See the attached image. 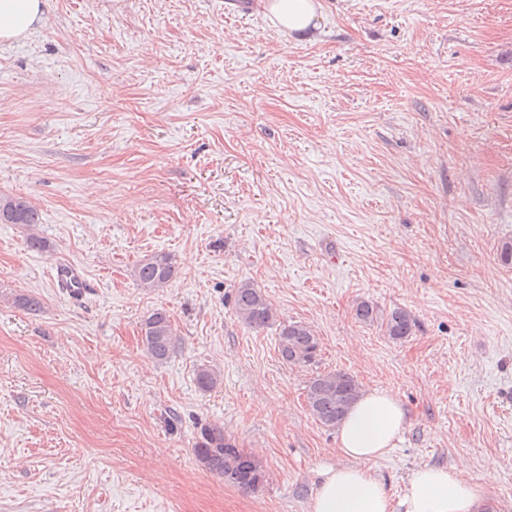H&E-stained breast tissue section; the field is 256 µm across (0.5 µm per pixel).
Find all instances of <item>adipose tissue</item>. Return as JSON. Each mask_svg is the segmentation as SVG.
Instances as JSON below:
<instances>
[{
	"mask_svg": "<svg viewBox=\"0 0 512 512\" xmlns=\"http://www.w3.org/2000/svg\"><path fill=\"white\" fill-rule=\"evenodd\" d=\"M46 7L47 0H0V44L26 37ZM269 10L275 25L288 34L317 26L315 0H270ZM406 424V411L393 393L363 392L338 430L343 461L319 471L309 512H479L482 487L456 467H418L401 495L387 491L370 464L394 448Z\"/></svg>",
	"mask_w": 512,
	"mask_h": 512,
	"instance_id": "obj_1",
	"label": "adipose tissue"
}]
</instances>
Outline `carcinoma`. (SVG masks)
I'll list each match as a JSON object with an SVG mask.
<instances>
[{
	"label": "carcinoma",
	"mask_w": 512,
	"mask_h": 512,
	"mask_svg": "<svg viewBox=\"0 0 512 512\" xmlns=\"http://www.w3.org/2000/svg\"><path fill=\"white\" fill-rule=\"evenodd\" d=\"M0 223L30 226L40 223V214L29 201L10 195H0ZM175 275L172 258L157 252L139 260L130 269V276L146 291H157L168 286ZM237 319L246 327L263 329L275 321V312L268 297L252 282L240 283L234 291L233 302ZM355 318L365 324L377 323L384 335L393 342H402L413 335L415 322L407 310L396 308L385 316L369 301L356 305ZM142 342L154 361L170 357L177 342L170 315L156 309L142 323ZM277 349L280 359L289 366H310L321 355L320 339L309 324L301 321L280 325ZM223 382L220 371L202 365L195 376L197 388L209 392ZM361 393L357 380L341 371L319 373L306 385V402L309 414L325 427L341 423L346 413ZM195 457L206 469L224 478V482L246 492H255L266 481V473L255 457L237 447L225 437L224 431L213 428L204 430L202 442L194 449Z\"/></svg>",
	"instance_id": "cac0c4a2"
}]
</instances>
